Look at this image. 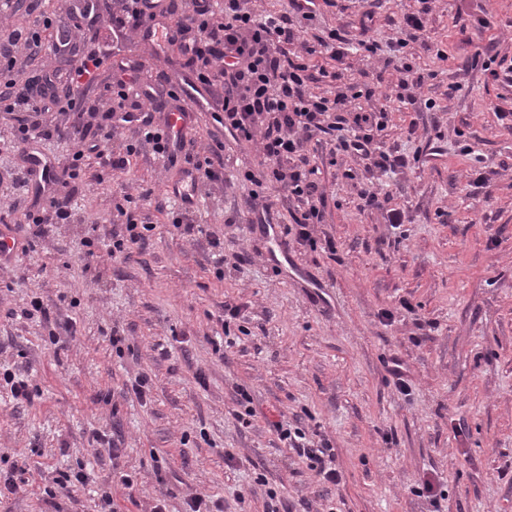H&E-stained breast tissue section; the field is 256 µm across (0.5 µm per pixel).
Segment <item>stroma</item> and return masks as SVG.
<instances>
[{
	"instance_id": "1",
	"label": "stroma",
	"mask_w": 512,
	"mask_h": 512,
	"mask_svg": "<svg viewBox=\"0 0 512 512\" xmlns=\"http://www.w3.org/2000/svg\"><path fill=\"white\" fill-rule=\"evenodd\" d=\"M420 7L333 0L319 25L355 27L367 12L383 39L400 12ZM426 35L432 51L416 58L431 74L421 101L386 104L385 146L416 161L375 177L408 210L400 228L360 209L344 176L354 161L329 164L324 134L310 160L325 191L313 248L286 234L293 204L278 184L265 189L269 224L254 223L239 166L258 164L259 148L224 136L210 112L195 113L187 130L202 144L224 138L218 178L191 207L199 233L172 225L179 167L147 154L121 173L90 159L73 221L33 243L24 279L0 270V367L30 373L36 392L19 405L0 387V470L24 460L29 481L26 493L0 499V512H98L104 491L116 512H151L161 492L168 512H184L192 493L223 512H266L274 499L280 512H429L419 494L429 474L440 482L441 512H512V132L493 112L512 111V85L472 60L494 39L512 57V0H433ZM118 59L143 62L141 77L154 84L193 75L177 46L125 37L91 97L103 94ZM481 158L494 171L489 199L469 185ZM145 188L152 204L137 215L155 226L146 242L130 260L104 249L84 267L85 237H109L119 222L114 194ZM208 231L222 249L208 245ZM276 233L287 256L271 255ZM35 297L50 320L23 316ZM228 304L241 314L224 325ZM385 310L392 322L380 320ZM68 322L73 341L52 345ZM394 356L408 367L411 395L386 381ZM141 376L150 386L142 399L132 390ZM241 388L255 410L246 424ZM279 420L329 441L340 485L320 482L286 448L271 427ZM98 429L120 441L118 464L95 447ZM77 470L87 489L48 500L54 478Z\"/></svg>"
}]
</instances>
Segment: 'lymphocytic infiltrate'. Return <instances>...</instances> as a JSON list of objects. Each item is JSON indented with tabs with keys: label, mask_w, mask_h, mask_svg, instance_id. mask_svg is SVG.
I'll use <instances>...</instances> for the list:
<instances>
[{
	"label": "lymphocytic infiltrate",
	"mask_w": 512,
	"mask_h": 512,
	"mask_svg": "<svg viewBox=\"0 0 512 512\" xmlns=\"http://www.w3.org/2000/svg\"><path fill=\"white\" fill-rule=\"evenodd\" d=\"M285 15L262 14L253 0H224L216 7L214 0H190L181 23L166 27L169 44L179 46L195 66V76L206 86H221L223 126L231 137L258 140L263 156L261 168L240 172V182L252 199H261L267 183L279 184L294 205L295 237L299 244L315 245L316 224L324 220V187L317 168L309 161L314 137L324 133L333 138V154L351 157L359 172H347L356 180L362 208L384 212L391 227H399L406 218L403 207L390 203L389 194L380 192L375 173L409 168L412 161L399 150L383 145L381 134L387 127L385 108L365 110L359 99L379 97V90L361 88L344 81L334 72L329 90L310 91L312 75L305 62L315 54L328 55L343 63L352 48L375 61L381 71L396 75L392 90L397 100L415 103L427 76L401 52L410 46L426 48L424 33L428 25L427 10L401 15L386 42L363 37L352 42L343 29H328L317 44H308L304 34L318 18L315 0H289ZM28 24L13 27L0 37V112L16 115L10 144L22 160L5 175L19 187L25 186L31 156L26 147L35 137L69 136L73 151L63 167L44 174V184L33 210L28 231L20 246L0 249V265L21 270L20 260L27 254L33 239L42 237L52 224L66 223L71 217L70 195L60 193L61 181L76 185L89 158H97L115 171H124L133 156L151 153L163 164L175 163L185 155L189 166L185 180L191 187L216 180V162L222 161L224 144L216 140L200 146L185 132L169 134V123L157 120L163 107V90L141 83V64L124 65L109 92L115 107L98 110L87 95L97 80L103 64L99 52L68 48L69 66L60 81L66 87L63 99L57 100L56 117H49L41 98L25 93L22 76L28 57L43 48L48 30L69 23L70 27L96 29L99 23L97 0H64L60 12L46 15L40 0H29ZM157 18L156 0H113L108 26L113 35L125 36L140 31L143 16ZM124 138L122 152L112 143ZM153 227L127 216L121 228L113 230L109 241L90 237L84 240L80 260L92 265L100 247H107L113 258L129 260L135 246L143 244ZM281 441L298 457L306 459L322 482L339 484L342 476L332 466L331 447L327 440L313 445L304 432L273 422Z\"/></svg>",
	"instance_id": "obj_1"
}]
</instances>
